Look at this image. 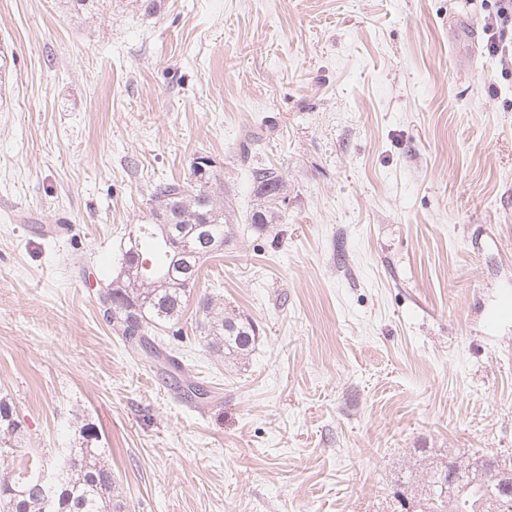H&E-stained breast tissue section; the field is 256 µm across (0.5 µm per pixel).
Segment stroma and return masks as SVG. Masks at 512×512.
<instances>
[{
	"mask_svg": "<svg viewBox=\"0 0 512 512\" xmlns=\"http://www.w3.org/2000/svg\"><path fill=\"white\" fill-rule=\"evenodd\" d=\"M494 0H0V397L22 447L112 467L132 512H420L443 460L512 458V64ZM237 226L196 293L261 337L172 381L96 293L196 157ZM288 179L257 235L247 175ZM494 10L489 13L484 32L488 35L487 49L493 55H500L501 60L512 61V41L507 37L512 30V1L496 0Z\"/></svg>",
	"mask_w": 512,
	"mask_h": 512,
	"instance_id": "35a3bbf8",
	"label": "stroma"
}]
</instances>
